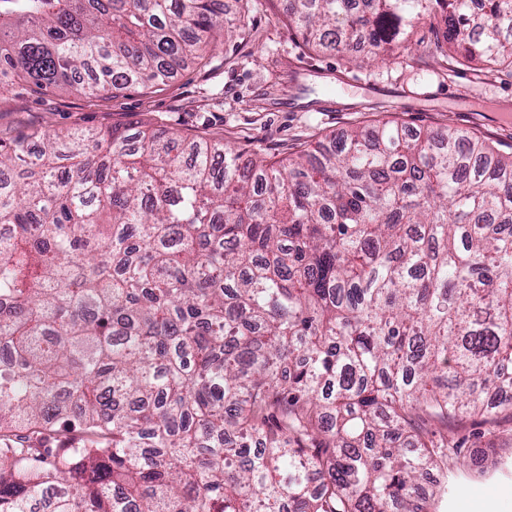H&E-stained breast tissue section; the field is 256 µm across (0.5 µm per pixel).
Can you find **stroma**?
Instances as JSON below:
<instances>
[{"label":"stroma","instance_id":"obj_1","mask_svg":"<svg viewBox=\"0 0 512 512\" xmlns=\"http://www.w3.org/2000/svg\"><path fill=\"white\" fill-rule=\"evenodd\" d=\"M288 0H249L241 28L167 83L109 96L64 94L23 80L0 87V138L71 127L149 124L187 138H218L243 156L293 157L355 126L394 120L409 131L455 128L512 152V68L459 65L434 49L439 12L421 17L387 63L364 48L315 52L288 23ZM462 455L490 445L500 456L482 466L449 461V487L474 488L512 465V417L497 425L449 424Z\"/></svg>","mask_w":512,"mask_h":512}]
</instances>
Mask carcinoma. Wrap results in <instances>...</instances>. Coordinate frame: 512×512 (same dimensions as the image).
<instances>
[{
  "mask_svg": "<svg viewBox=\"0 0 512 512\" xmlns=\"http://www.w3.org/2000/svg\"><path fill=\"white\" fill-rule=\"evenodd\" d=\"M383 59L431 5L512 65V0H289ZM231 32L224 0H0V77L104 95ZM150 125L0 139V512H429L512 410V154L395 121L284 163Z\"/></svg>",
  "mask_w": 512,
  "mask_h": 512,
  "instance_id": "cac0c4a2",
  "label": "carcinoma"
}]
</instances>
